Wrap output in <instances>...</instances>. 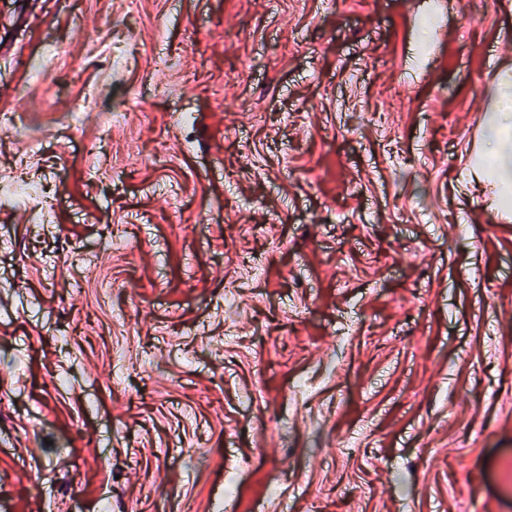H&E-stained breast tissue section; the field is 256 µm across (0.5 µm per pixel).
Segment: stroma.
I'll use <instances>...</instances> for the list:
<instances>
[{
    "mask_svg": "<svg viewBox=\"0 0 512 512\" xmlns=\"http://www.w3.org/2000/svg\"><path fill=\"white\" fill-rule=\"evenodd\" d=\"M509 73L512 0H0V512H512ZM487 144L492 147V173L512 185V92H502L495 112L484 129Z\"/></svg>",
    "mask_w": 512,
    "mask_h": 512,
    "instance_id": "1",
    "label": "stroma"
}]
</instances>
